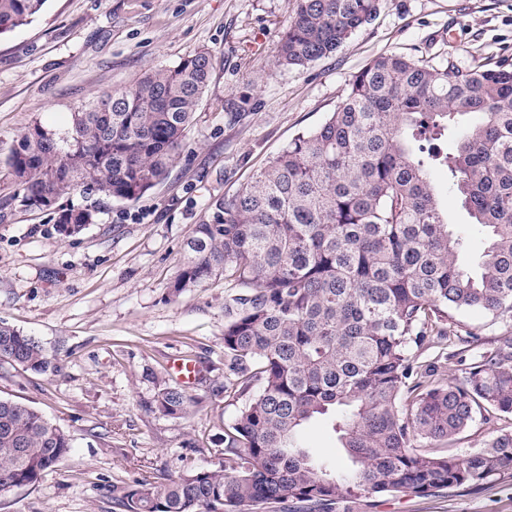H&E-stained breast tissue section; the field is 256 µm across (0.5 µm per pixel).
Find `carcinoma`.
Here are the masks:
<instances>
[{
    "instance_id": "cac0c4a2",
    "label": "carcinoma",
    "mask_w": 512,
    "mask_h": 512,
    "mask_svg": "<svg viewBox=\"0 0 512 512\" xmlns=\"http://www.w3.org/2000/svg\"><path fill=\"white\" fill-rule=\"evenodd\" d=\"M377 2L297 0L277 64L300 71L336 53L373 20ZM43 4L0 0V33ZM212 69L199 52L96 97L62 134L34 123L11 149L8 176L38 208L77 189L139 199L176 161ZM453 131L456 150L444 153L437 141ZM435 170L470 225L448 223ZM95 220L92 208H66L58 232L76 235ZM474 231L487 245L471 274L459 252ZM221 274L241 288L225 300L224 361L235 378L224 392H257L224 428L214 467L114 483L115 512H275L286 502L336 512L362 493L475 489L512 468V429L464 456L419 451L484 411L512 416V342L448 386L424 385L410 356L471 310L512 323V67L373 59L322 124L211 205L172 294ZM0 360L37 373L51 364L38 339L2 321ZM187 403L165 382L154 396L165 416ZM321 416L351 459L345 474L302 442ZM70 448L67 431L35 408L0 399L1 494L57 470Z\"/></svg>"
}]
</instances>
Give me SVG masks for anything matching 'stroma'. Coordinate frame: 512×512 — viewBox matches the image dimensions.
Here are the masks:
<instances>
[{
  "mask_svg": "<svg viewBox=\"0 0 512 512\" xmlns=\"http://www.w3.org/2000/svg\"><path fill=\"white\" fill-rule=\"evenodd\" d=\"M296 0H46L0 34V165L33 123L64 131L96 96L132 87L150 69L210 53L213 73L168 177L131 202L74 191L56 209L21 202L0 172V321L37 338L52 359L32 373L0 362V398L62 426L71 453L35 486L0 495V512H113L112 483L177 476L183 461L214 467L224 428L246 402L222 393L224 299L211 279L180 298L170 286L195 224L298 134L324 122L352 76L394 52L459 67L512 64V0H378L374 19L332 56L297 71L274 60ZM92 207L95 223L62 236L57 208ZM447 336L411 355L428 384L464 376L480 353L512 342V324L467 312ZM480 335L464 342L465 331ZM200 364L182 386L188 410L152 406L177 385L174 358ZM512 419L476 416L433 452L465 455ZM349 512H512V470L477 489L362 494Z\"/></svg>",
  "mask_w": 512,
  "mask_h": 512,
  "instance_id": "stroma-1",
  "label": "stroma"
}]
</instances>
